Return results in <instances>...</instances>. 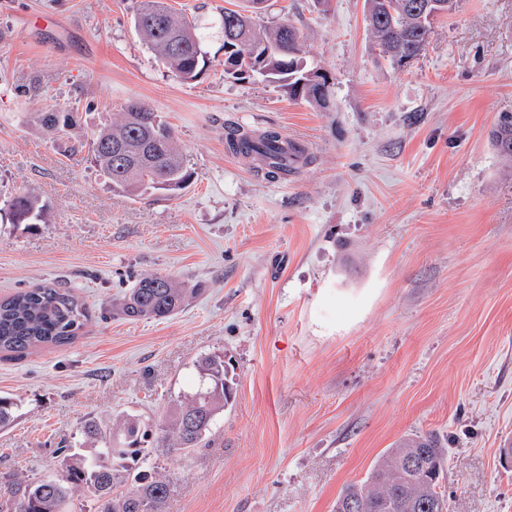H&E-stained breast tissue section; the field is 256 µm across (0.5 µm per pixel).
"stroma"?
Masks as SVG:
<instances>
[{
	"mask_svg": "<svg viewBox=\"0 0 512 512\" xmlns=\"http://www.w3.org/2000/svg\"><path fill=\"white\" fill-rule=\"evenodd\" d=\"M138 0H0V203L38 193L51 220L0 223V298L57 281L91 320L62 348L0 354V474L52 471L89 418L127 414L162 445V414L194 363L230 358L236 401L207 444L160 462L164 512H333L348 483L401 436L445 444L447 512H512V170L490 134L512 112V0H460L398 69L364 0H266L299 29L326 104L257 75H224L230 0H168L209 59L186 83L133 23ZM138 100L168 123L195 175L175 195L114 193L88 151L29 122L72 112L90 139ZM305 147L271 180L229 151L228 128ZM195 288L161 321L102 313L136 277Z\"/></svg>",
	"mask_w": 512,
	"mask_h": 512,
	"instance_id": "35a3bbf8",
	"label": "stroma"
}]
</instances>
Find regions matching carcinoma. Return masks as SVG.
Returning a JSON list of instances; mask_svg holds the SVG:
<instances>
[{
  "label": "carcinoma",
  "mask_w": 512,
  "mask_h": 512,
  "mask_svg": "<svg viewBox=\"0 0 512 512\" xmlns=\"http://www.w3.org/2000/svg\"><path fill=\"white\" fill-rule=\"evenodd\" d=\"M411 0H364L368 28L392 64L402 68L424 50L434 19L420 18L408 10ZM259 13L242 4L224 8L220 26L228 58L251 55V42L264 43L255 60L228 76L246 79L264 72L288 89L294 98L322 104L331 87L326 76L312 83V71L301 56L300 34L290 22L266 26ZM238 28L229 39L227 26ZM134 26L157 59L183 81L200 76L207 64L196 23L171 8L168 0H140ZM55 134L72 139L77 122L72 112L37 115ZM504 164L512 167V112L499 116L492 132ZM229 148L253 157L266 174H288L291 166L306 162L303 149L288 151L276 131L251 136L227 132ZM88 147L95 165L111 183L112 191L139 199L147 193L174 192L183 188L194 172L173 131L157 113L138 101L123 108L120 118L101 128L87 143L73 139L71 150ZM12 224H46L50 213L32 191L16 192L8 202ZM194 289L167 275L147 274L110 304L112 317L162 320L182 311ZM90 321L89 308L72 288L39 285L0 300V353L23 356L43 347L71 344ZM197 388L181 397L163 422V447L183 455L202 447L219 416L232 405L234 375L222 353H208L195 363ZM19 404L0 396V429L17 417ZM82 442L59 448L57 476L23 483L13 476L0 479V512H68L75 494L85 491L94 512H161L168 497L169 478L159 463L150 461L145 447L146 430L139 418L122 417L106 429L95 419L81 428ZM446 450L433 435L400 439L374 461L366 477L346 485L336 498L335 512H444L441 481Z\"/></svg>",
  "instance_id": "obj_1"
}]
</instances>
